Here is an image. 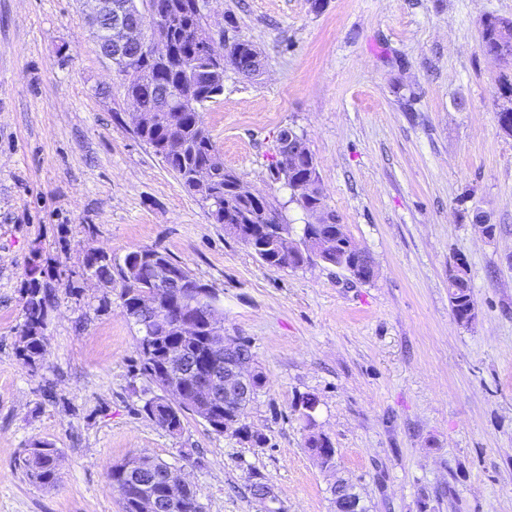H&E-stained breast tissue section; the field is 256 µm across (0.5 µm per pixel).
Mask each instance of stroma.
Here are the masks:
<instances>
[{"label":"stroma","instance_id":"1","mask_svg":"<svg viewBox=\"0 0 512 512\" xmlns=\"http://www.w3.org/2000/svg\"><path fill=\"white\" fill-rule=\"evenodd\" d=\"M213 33L266 65L226 70L207 126L227 167L309 215L272 181L280 129L305 134L329 209L372 257L369 283L319 260L262 264L213 223L133 132L119 76L81 0H0V512H123L110 467L147 454L182 467L203 512H332L331 478L298 409L368 512H512V137L497 122L507 68L480 20L512 0H206ZM495 224L486 237L476 214ZM146 246L217 297L224 333L248 340L266 383L247 442L190 417L170 434L142 410L138 328L116 284L83 259ZM467 261L476 306L459 324L448 267ZM55 288L48 352L18 355L33 267ZM58 448L59 481L31 482L26 448ZM273 485L272 507L255 478ZM307 398L302 401V408L299 410V417L306 422V427L308 428L309 433L305 438V448L311 453L312 456L316 457L319 461L320 466L323 468L322 463L320 462V457L322 454L323 448H333L330 440L320 434L313 432L311 429L314 428L313 425V416L310 412L307 411V407L305 406V402Z\"/></svg>","mask_w":512,"mask_h":512}]
</instances>
